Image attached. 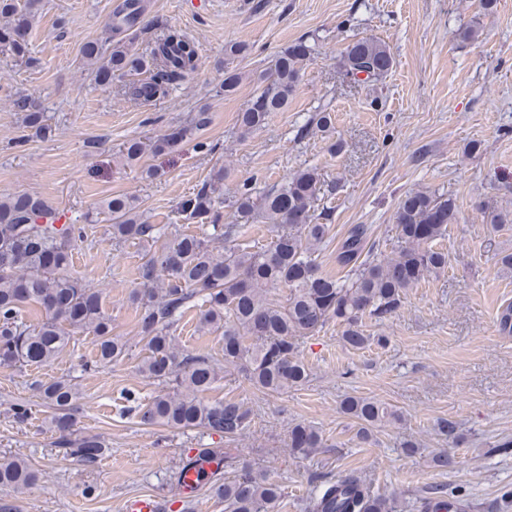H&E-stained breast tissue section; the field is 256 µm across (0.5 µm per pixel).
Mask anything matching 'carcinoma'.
<instances>
[{"label":"carcinoma","mask_w":512,"mask_h":512,"mask_svg":"<svg viewBox=\"0 0 512 512\" xmlns=\"http://www.w3.org/2000/svg\"><path fill=\"white\" fill-rule=\"evenodd\" d=\"M39 2L26 0L21 7L16 0H0V15L11 18L0 26L1 52L25 56L28 26L18 10L32 14ZM143 12L142 0H123L112 14L110 29L135 27ZM312 52L313 46L299 41L276 56L270 76L259 78L252 104L238 115L241 128L260 127L271 113L287 106L303 62ZM82 54L98 80L126 71L145 75L129 85V94L146 100L166 94L194 69L196 47L187 36L170 30L147 59L119 43L106 56L98 43L89 42ZM394 63L388 46L370 38L350 42L343 54L346 74H363L367 82L386 75ZM22 107L27 124L42 129L36 102L25 97ZM209 122V112L203 109L191 126L163 139L127 141L120 148L121 158L135 164L173 141L191 138ZM320 190L321 180L313 168L294 172L259 197L244 184L229 202L207 182L179 204L181 215L203 221L200 233L176 231L159 251L153 245L166 228L147 223L134 197L116 194L107 201L112 240L144 249L140 287L130 294L141 309L137 335L144 356L137 371L165 388L146 406L143 420L235 438L248 428L250 410L236 400L204 398L221 381V373L235 371L265 393L300 387L309 376L299 355L300 340L334 321L342 327L344 345L355 350L383 346L386 337L365 333V321L394 314L407 289L448 268V253L436 244L448 225L457 221L456 203L450 196L416 191L405 194L398 204L397 245L392 251L379 249L370 241V228L356 224L336 250V264L344 275L336 278L319 272V250L328 230L327 225L314 223ZM226 202L235 209V224L221 223ZM259 218L272 226L274 237L253 249L241 246L242 227ZM57 220L55 208L38 195L0 197V364H49L69 345L73 329L93 336L96 365L120 361L128 354V343L112 334V320L103 311L99 292L68 273L71 247L82 227L58 228ZM189 305L199 309V329L222 331L224 362L176 343L172 328ZM33 306L45 311V318L36 324L23 316V310ZM31 387L54 410L48 430L57 435L55 446L86 464L96 463L107 451L104 441L97 435L74 436L77 385L59 378L35 380ZM341 408L360 422L363 438L373 424L387 417L400 419L397 411L370 398L347 397ZM287 446L293 456L306 457L322 447V438L313 427L297 423L288 431ZM236 470L232 479L213 486L228 512H273L282 496L279 485L257 476L245 461L238 462ZM37 479V471L24 456L0 457V488L22 490ZM310 483L314 492L309 512H396L395 498L373 494L357 475L333 479L316 473Z\"/></svg>","instance_id":"obj_1"}]
</instances>
